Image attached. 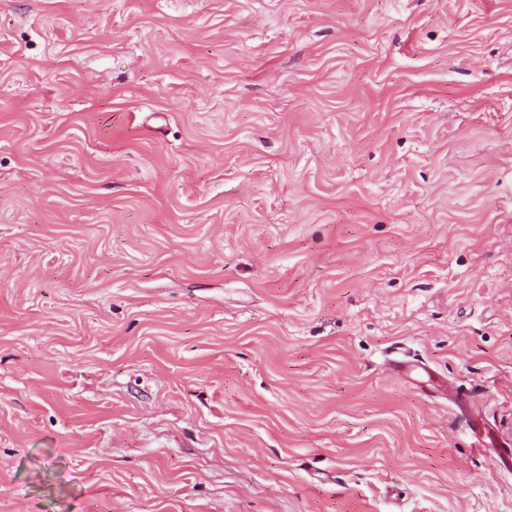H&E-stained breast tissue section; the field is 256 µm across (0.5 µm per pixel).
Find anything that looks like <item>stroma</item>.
<instances>
[{
    "mask_svg": "<svg viewBox=\"0 0 512 512\" xmlns=\"http://www.w3.org/2000/svg\"><path fill=\"white\" fill-rule=\"evenodd\" d=\"M0 512H512V0H0Z\"/></svg>",
    "mask_w": 512,
    "mask_h": 512,
    "instance_id": "1",
    "label": "stroma"
}]
</instances>
